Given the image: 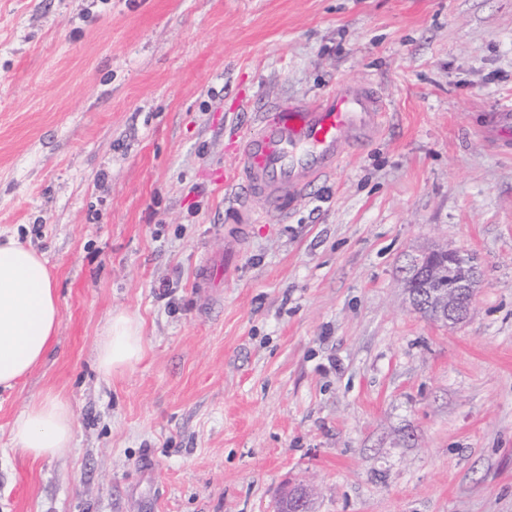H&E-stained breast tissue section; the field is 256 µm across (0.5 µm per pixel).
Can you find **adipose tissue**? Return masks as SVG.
I'll use <instances>...</instances> for the list:
<instances>
[{"label":"adipose tissue","instance_id":"ef3b65f1","mask_svg":"<svg viewBox=\"0 0 512 512\" xmlns=\"http://www.w3.org/2000/svg\"><path fill=\"white\" fill-rule=\"evenodd\" d=\"M60 320L59 300L42 254L14 239L0 243V389L18 386L50 351ZM139 322L111 316L96 347L105 375L133 367L142 357ZM70 404L48 394L32 401L13 419V450L38 460L65 454L74 436Z\"/></svg>","mask_w":512,"mask_h":512}]
</instances>
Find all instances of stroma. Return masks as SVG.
Masks as SVG:
<instances>
[{
  "label": "stroma",
  "instance_id": "1",
  "mask_svg": "<svg viewBox=\"0 0 512 512\" xmlns=\"http://www.w3.org/2000/svg\"><path fill=\"white\" fill-rule=\"evenodd\" d=\"M370 81V141L237 230L220 179L265 104ZM512 0H0V239L43 254L60 321L0 393V512H512ZM468 250L470 316L404 280ZM233 260L210 288L207 259ZM134 367L99 372L109 317ZM67 399L71 448L10 450ZM144 350L140 323L127 315L111 316L96 347L99 370L109 376L133 367ZM75 421L70 404L48 394L32 401L10 424L11 449L36 461L65 454L71 448Z\"/></svg>",
  "mask_w": 512,
  "mask_h": 512
}]
</instances>
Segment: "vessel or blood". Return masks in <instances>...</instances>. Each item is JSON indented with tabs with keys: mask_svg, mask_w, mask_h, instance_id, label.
Returning a JSON list of instances; mask_svg holds the SVG:
<instances>
[{
	"mask_svg": "<svg viewBox=\"0 0 512 512\" xmlns=\"http://www.w3.org/2000/svg\"><path fill=\"white\" fill-rule=\"evenodd\" d=\"M386 116V105L367 82L338 85L307 106L274 102L252 130L231 136L234 164L224 186L239 199L233 223L283 211L289 197L334 173L346 145L366 142Z\"/></svg>",
	"mask_w": 512,
	"mask_h": 512,
	"instance_id": "vessel-or-blood-1",
	"label": "vessel or blood"
}]
</instances>
